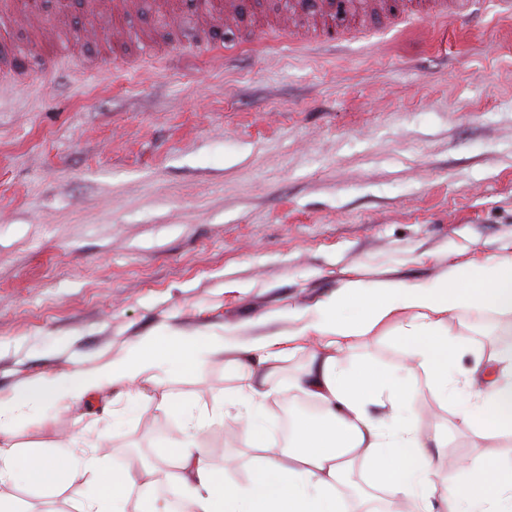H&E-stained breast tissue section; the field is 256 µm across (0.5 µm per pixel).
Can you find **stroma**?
I'll use <instances>...</instances> for the list:
<instances>
[{
    "instance_id": "1",
    "label": "stroma",
    "mask_w": 512,
    "mask_h": 512,
    "mask_svg": "<svg viewBox=\"0 0 512 512\" xmlns=\"http://www.w3.org/2000/svg\"><path fill=\"white\" fill-rule=\"evenodd\" d=\"M382 0L360 43L305 48L329 14L315 0L283 30L284 0H242L232 17L191 0H44L45 41L23 5L0 27V398L46 374L98 369L173 331L297 337L277 378L319 340L301 330L350 281L415 283L512 251V17L487 10L453 30L389 26ZM230 46L216 58L192 36ZM43 70L33 81L26 68ZM475 355L512 343L492 316L460 322ZM354 352L400 372L390 327ZM223 358L162 388L213 407L236 387ZM245 405L223 402L204 451L215 468L254 454L236 437ZM420 384L422 424L477 467L512 450L462 431ZM102 434L108 466L140 470L184 440L180 417L114 386L50 406L22 444Z\"/></svg>"
}]
</instances>
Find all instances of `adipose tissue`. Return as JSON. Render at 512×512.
Instances as JSON below:
<instances>
[{
  "label": "adipose tissue",
  "mask_w": 512,
  "mask_h": 512,
  "mask_svg": "<svg viewBox=\"0 0 512 512\" xmlns=\"http://www.w3.org/2000/svg\"><path fill=\"white\" fill-rule=\"evenodd\" d=\"M491 315L512 322V253L466 269L449 268L429 283H352L322 302L304 332L322 338L293 387L318 405L298 416L287 441L270 434L265 403L279 392L277 360L269 343L228 345L201 336L141 341L126 357L91 373L48 374L0 399V512H30L21 498L68 494L72 512H147L143 491L158 487L163 463L174 462L184 491L181 512H512V466L492 461L467 471L463 482L442 485L439 463L448 441L425 430L414 414L417 374H424L441 401L469 434L499 447L512 445V347L476 356L466 372L455 352L467 344L450 319ZM393 323L408 355L401 374L352 357L356 338ZM236 374L231 396L248 403L237 423L243 447L257 451L251 478L243 484L214 468L197 446L204 423L196 405L169 393L160 407L182 417L185 441L163 445L158 464L133 472L106 473L101 461L72 438L53 447L21 445L16 435L29 413L51 402H84L115 384L137 386L156 372L198 375L214 355ZM390 406L392 422L374 417L373 405ZM368 463L379 503L351 502L337 491L354 465Z\"/></svg>",
  "instance_id": "ef3b65f1"
}]
</instances>
